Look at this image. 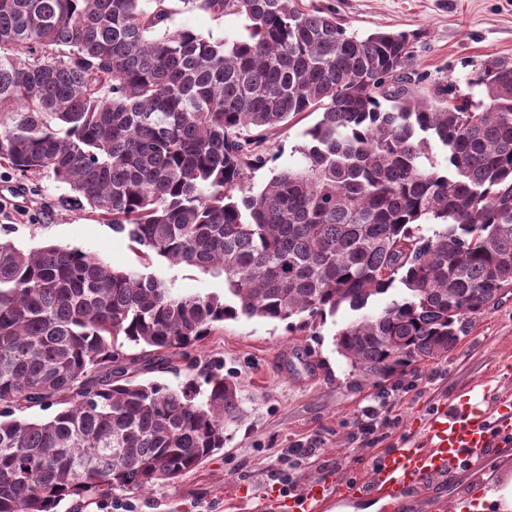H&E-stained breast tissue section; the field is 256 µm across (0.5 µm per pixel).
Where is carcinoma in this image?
I'll return each mask as SVG.
<instances>
[{"label":"carcinoma","instance_id":"cac0c4a2","mask_svg":"<svg viewBox=\"0 0 512 512\" xmlns=\"http://www.w3.org/2000/svg\"><path fill=\"white\" fill-rule=\"evenodd\" d=\"M181 2L246 35L172 30L169 0H0V167L69 185L144 267L0 239V512L141 495L221 451L244 417L232 379L136 380L218 323L306 328L398 282L335 337L381 384L448 356L512 283V63L443 103L408 90L404 31L349 34L299 0ZM303 112L302 165L246 193L264 164L249 131ZM156 260L224 278L231 302L179 293Z\"/></svg>","mask_w":512,"mask_h":512}]
</instances>
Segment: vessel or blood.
I'll return each mask as SVG.
<instances>
[{
  "mask_svg": "<svg viewBox=\"0 0 512 512\" xmlns=\"http://www.w3.org/2000/svg\"><path fill=\"white\" fill-rule=\"evenodd\" d=\"M483 399L480 407L465 397L438 407L426 420L421 444L379 456L369 479L309 483L290 499V512H321L327 501L365 494L395 501L412 490L438 485L493 449L512 446V396L487 390Z\"/></svg>",
  "mask_w": 512,
  "mask_h": 512,
  "instance_id": "1",
  "label": "vessel or blood"
}]
</instances>
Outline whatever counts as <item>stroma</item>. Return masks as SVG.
<instances>
[{"label":"stroma","instance_id":"stroma-1","mask_svg":"<svg viewBox=\"0 0 512 512\" xmlns=\"http://www.w3.org/2000/svg\"><path fill=\"white\" fill-rule=\"evenodd\" d=\"M305 7L335 12L350 33L405 31L414 35L411 91L430 96L455 83L465 86L484 60L512 62V0H302ZM170 29L189 28L216 39L244 37V20L213 18L177 0ZM318 119L305 113L266 135L267 164L247 187L259 192L283 169L299 166L304 132ZM72 192L53 175L22 178L0 169V197L13 206L0 212V237L29 249L78 247L117 269L139 267L140 259L122 235L70 200ZM153 272L174 280L185 294H223L224 280L196 269L155 262ZM342 307L312 327L288 331L285 323L244 316L217 324L192 352L197 369L219 364L238 388L244 419L230 426L219 453L172 485L135 497L103 498L89 512H285V493L330 475L352 480L374 459L410 445L430 407L448 402L482 381L512 394V375L499 368L512 352V291L479 316L469 318L447 357L430 360L379 385L356 380L334 345L336 331L354 319ZM386 399L394 421L374 443L363 441L357 422L364 406ZM314 448L305 464L295 451ZM512 466V447L489 452L474 468L444 482L448 504L480 492V471Z\"/></svg>","mask_w":512,"mask_h":512}]
</instances>
